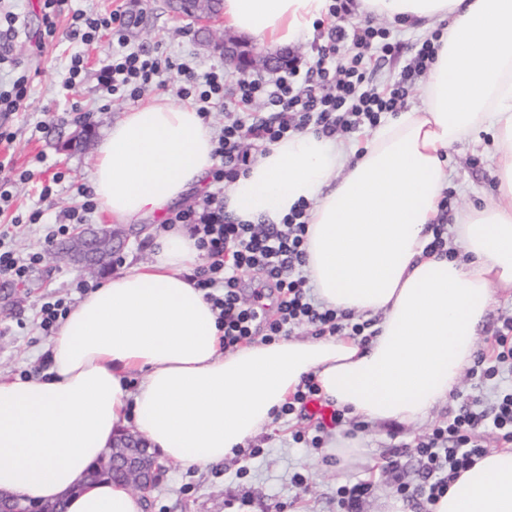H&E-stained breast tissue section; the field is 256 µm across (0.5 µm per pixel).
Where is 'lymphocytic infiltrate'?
Segmentation results:
<instances>
[{"label":"lymphocytic infiltrate","instance_id":"lymphocytic-infiltrate-1","mask_svg":"<svg viewBox=\"0 0 512 512\" xmlns=\"http://www.w3.org/2000/svg\"><path fill=\"white\" fill-rule=\"evenodd\" d=\"M330 24L311 57L291 55L286 67L271 76L241 75L223 68L206 70L176 62L157 48L130 45L124 12L107 15L74 11L68 38L92 43L112 37V52L100 81L113 99L133 103L153 87L176 82L181 100L197 112H224V127L215 141L213 189L197 207L165 219V227L189 226L206 262L192 279L218 313L228 348L262 337L270 342L301 326L318 336H353L369 340L372 320L324 306L311 294L305 266L307 204H299L279 224H243L224 210V188L255 161L258 150L288 136L312 131L327 137H351L376 127L402 111L418 77L429 70L440 31L402 39L373 17L358 12V0H330ZM394 66L390 79L379 72ZM81 211L47 234L39 249L19 253L13 231L37 223L41 213L0 226V278L15 285L30 281L44 255L57 240L82 223L94 203L88 188L77 186ZM470 374L479 383L496 382L495 399L480 408L478 399L463 398L458 412L416 445L423 485L420 495L435 503L461 471L470 468L486 449L481 431L512 444V317L495 331V363Z\"/></svg>","mask_w":512,"mask_h":512}]
</instances>
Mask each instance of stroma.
Here are the masks:
<instances>
[{
  "label": "stroma",
  "instance_id": "stroma-1",
  "mask_svg": "<svg viewBox=\"0 0 512 512\" xmlns=\"http://www.w3.org/2000/svg\"><path fill=\"white\" fill-rule=\"evenodd\" d=\"M13 10L20 26L18 38L10 43V55L30 77L29 97L16 112H0V124L15 131L12 143H0V159H8L16 171L32 170L31 180L18 184L13 202L0 213V224L12 216L43 212L40 223L23 227L13 245L20 253L37 250L45 235L58 224L64 212L81 206L82 197L71 192V185L89 181L96 152L128 103L112 100L97 80L111 47L108 38L74 47L73 43L42 47L39 36L44 28L39 0H13ZM100 14L113 10L127 15L131 44L147 43L178 60H188L206 69L224 63L221 54L202 46L201 36L189 21L175 18L165 7V0H69L56 18L60 29H67L73 10ZM86 58L88 77L75 90L67 92L62 82L73 50ZM67 114V121L53 125L44 138L32 135L33 127L48 114ZM87 135L82 147H75L78 135ZM45 154L53 171L65 175L66 189L51 199L39 198L42 183L52 177L34 163L37 154ZM448 188L454 196L448 207L456 214L460 207L489 200L496 188L490 151L476 148L467 139L448 152ZM84 274L62 262L39 265L31 281L12 285L0 279V372L20 375L35 371L45 357L48 336L36 325V313L46 295L79 302L77 283ZM479 394L484 401L493 398L492 385L476 388L473 378L463 376L456 395L450 396L434 414L431 422L421 426H379L372 423L358 432L349 426L316 433V420L309 410L276 417L273 429L250 440L244 449L212 467H184L166 463L159 483L149 497L145 512H341L339 487L366 480L373 490L360 512H382V500L401 485L417 488L422 482L421 466L415 446L434 426L454 414L460 399ZM304 442H295V434ZM321 436L323 445L311 444ZM354 439L359 449L355 462L337 467L335 458L325 450L327 443ZM302 475L305 486L294 483Z\"/></svg>",
  "mask_w": 512,
  "mask_h": 512
}]
</instances>
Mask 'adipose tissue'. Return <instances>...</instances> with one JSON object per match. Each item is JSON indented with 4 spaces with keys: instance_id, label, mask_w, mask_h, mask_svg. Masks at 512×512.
Here are the masks:
<instances>
[{
    "instance_id": "ef3b65f1",
    "label": "adipose tissue",
    "mask_w": 512,
    "mask_h": 512,
    "mask_svg": "<svg viewBox=\"0 0 512 512\" xmlns=\"http://www.w3.org/2000/svg\"><path fill=\"white\" fill-rule=\"evenodd\" d=\"M373 16L445 27L421 107L363 142L314 132L268 145L224 194L246 224L281 223L309 203L305 274L320 303L379 315L369 342L348 336L253 340L228 349L217 312L189 273V228L157 232L134 262L71 308L49 367L0 373V494L67 512H144L129 486L88 472L122 427L162 459L224 461L267 431L305 377L324 400L374 423L422 425L458 387L497 291H512V0H362ZM328 0H223L224 22L262 45L302 41ZM491 134L495 196L456 215L461 253H428L448 185V152ZM214 132L188 104L149 100L101 143L97 208L129 224L162 212L211 173ZM432 512H512V449L460 473Z\"/></svg>"
}]
</instances>
